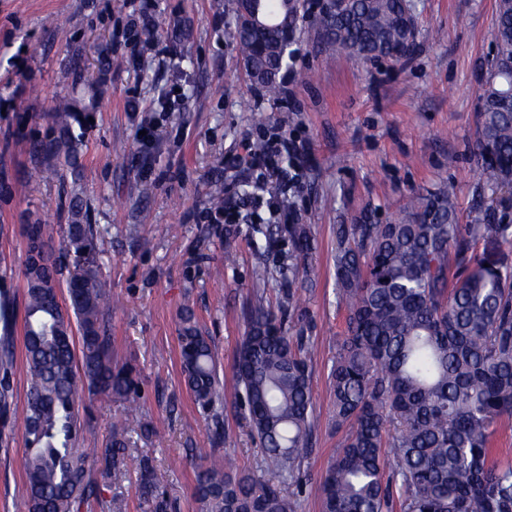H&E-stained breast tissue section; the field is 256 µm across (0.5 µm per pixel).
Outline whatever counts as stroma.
Segmentation results:
<instances>
[{
	"instance_id": "1",
	"label": "stroma",
	"mask_w": 512,
	"mask_h": 512,
	"mask_svg": "<svg viewBox=\"0 0 512 512\" xmlns=\"http://www.w3.org/2000/svg\"><path fill=\"white\" fill-rule=\"evenodd\" d=\"M155 39L163 52L126 56L124 0H0V301L9 300L14 338L22 336L27 255L24 224L72 223V196L98 228L103 277L116 302L112 357L136 366L140 410L126 421L113 397L81 394L83 448L101 447L124 427L126 468L80 512H143L137 460L153 459L175 512H199L194 497L200 451L232 457L259 472L261 452L243 418L233 365L254 295L278 309L288 281V242L277 234L276 207L310 225L315 248L295 284L294 323L314 339V451L297 512H321L320 481L345 430L331 419L328 374L343 313L336 302V227L396 220L405 199L453 185L459 221L496 214L503 193L479 184L474 155L480 121L477 90L494 54L496 0H415L411 53L398 65L323 53L315 25L301 20L294 67L278 98L255 86L229 35V0H155ZM180 27H172V17ZM179 90L166 112L159 99ZM68 99L82 141L77 170L34 159L29 139ZM154 107L157 142L141 149L140 108ZM285 136L306 145L301 166L287 165L296 187L267 185L246 199L256 170L234 166L244 143ZM224 196L230 223L212 224L211 191ZM238 257L224 261L225 241ZM269 276L259 280L257 268ZM191 304L218 364L221 400L198 405L181 368L178 326ZM12 405L0 412V512H24L23 417L28 379L22 353L9 373Z\"/></svg>"
}]
</instances>
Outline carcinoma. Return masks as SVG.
<instances>
[{
	"label": "carcinoma",
	"instance_id": "carcinoma-1",
	"mask_svg": "<svg viewBox=\"0 0 512 512\" xmlns=\"http://www.w3.org/2000/svg\"><path fill=\"white\" fill-rule=\"evenodd\" d=\"M402 14V0H347L338 14L320 10L315 25L323 50L368 60L402 37ZM494 33L492 81L479 92L476 169L503 187L512 186V0H497ZM230 36L253 63L248 75L276 96L279 64L257 59L259 33L236 26ZM73 119L59 101L53 134L31 140L32 154L75 166ZM25 229L43 248L40 264L24 271L25 512H79L81 499L98 489L92 465L110 479L128 457L116 429L101 448L76 447L80 393L115 396L133 416L139 381L133 367L112 362L96 226L67 225L58 249L41 218ZM278 232L292 248L291 284L307 273L311 228L288 224ZM504 244L512 245V224L502 216L459 223L451 185L408 197L404 217L390 224L336 225L337 304L346 317L329 385L336 428L349 430L326 467L321 512H512V462L495 456L497 427L512 418V262ZM296 294L284 290L276 313L256 299L234 361L261 474L238 473L211 455L194 488L200 512H296L289 488L301 483L313 451L314 399V340L291 325ZM178 341L186 384L208 409L219 396L217 370L188 306ZM138 469L148 512H171L151 459L140 458Z\"/></svg>",
	"mask_w": 512,
	"mask_h": 512
}]
</instances>
